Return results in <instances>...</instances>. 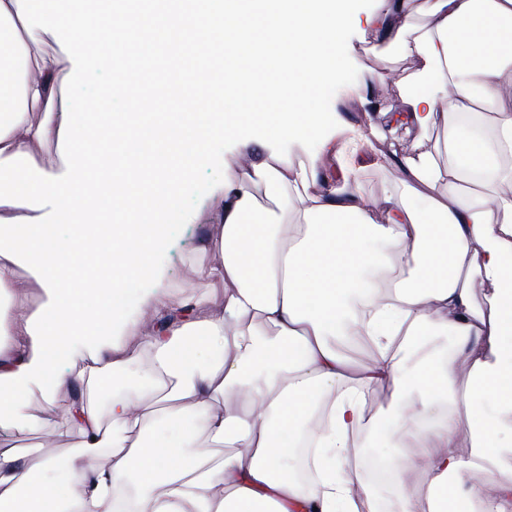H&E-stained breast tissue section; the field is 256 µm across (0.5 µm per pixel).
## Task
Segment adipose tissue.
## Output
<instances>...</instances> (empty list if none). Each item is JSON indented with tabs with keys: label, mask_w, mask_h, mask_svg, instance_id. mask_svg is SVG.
Masks as SVG:
<instances>
[{
	"label": "adipose tissue",
	"mask_w": 512,
	"mask_h": 512,
	"mask_svg": "<svg viewBox=\"0 0 512 512\" xmlns=\"http://www.w3.org/2000/svg\"><path fill=\"white\" fill-rule=\"evenodd\" d=\"M382 2L369 25L419 62L396 118L444 121L446 162L400 158L403 175L383 199L381 224L355 182L327 187L316 164L289 175L264 162L225 168L213 226L220 256L202 270L223 286L221 300L211 309L202 298L147 296L161 326L148 336L155 363L142 372L154 395L113 390L108 418L72 392L125 373L132 356L109 346L75 354L58 387L64 424L82 437L68 461L71 480H52L54 460L35 470L22 452L0 450V512H117L129 486L134 512H375L357 473L339 466L356 452L355 431L377 429L364 392L383 386L416 393L395 408L416 441L403 465H430L424 494L396 485L398 512H418L422 499L427 512H450L459 500L471 512L512 504V482L493 498L483 487L512 457V196L499 192L512 184V0H421L415 9L411 0ZM17 11L16 0H0V161L20 152L39 159L58 141L61 85L72 68L67 56L43 51L46 33L26 31ZM416 12L423 25L413 24ZM481 103L490 113L478 111ZM258 187L282 200L289 226L265 222ZM376 290L384 302L374 336L390 342L441 328L455 339L454 357L399 347L377 363H353L341 347L351 298ZM215 350L222 361L197 370ZM33 357L31 334L0 307V374ZM459 361L469 367L462 388L453 379ZM340 386L331 431L313 438L320 482L310 489L288 458L322 394ZM189 413L213 447L227 448L224 460L160 444L157 424L178 428ZM462 418L464 449L455 440ZM96 448L107 449L106 464L92 463Z\"/></svg>",
	"instance_id": "adipose-tissue-1"
}]
</instances>
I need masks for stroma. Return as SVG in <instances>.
<instances>
[{"label": "stroma", "mask_w": 512, "mask_h": 512, "mask_svg": "<svg viewBox=\"0 0 512 512\" xmlns=\"http://www.w3.org/2000/svg\"><path fill=\"white\" fill-rule=\"evenodd\" d=\"M348 52L358 69V77L352 86L341 88L336 110L343 119V129L359 127L365 134L367 152L360 156L358 163L365 176L360 179L358 190L363 200L371 204L383 199L387 190L397 182L399 171L393 163L394 158L437 153L446 130L439 124L420 128L392 122L393 113L402 108L404 85L417 68L415 58L385 48L375 32L363 23L350 39ZM378 75L384 77L390 88L387 106L380 110L373 106V84ZM219 206L220 197L216 192H208L200 199L194 222L184 226L167 250L158 287L179 297L219 295V288L201 273L203 267L219 256L210 228ZM29 401L39 422L35 428L12 437L10 443L22 450L30 449L31 454L26 459L30 467H38L47 458L55 460L57 477L66 479L68 459L80 435L77 430L62 426L59 405H44L40 392L31 393ZM390 401L389 389L377 390L371 411L380 417L379 429L374 433H362L361 440L368 453L401 459L411 453L410 440L406 428L387 414Z\"/></svg>", "instance_id": "obj_1"}]
</instances>
